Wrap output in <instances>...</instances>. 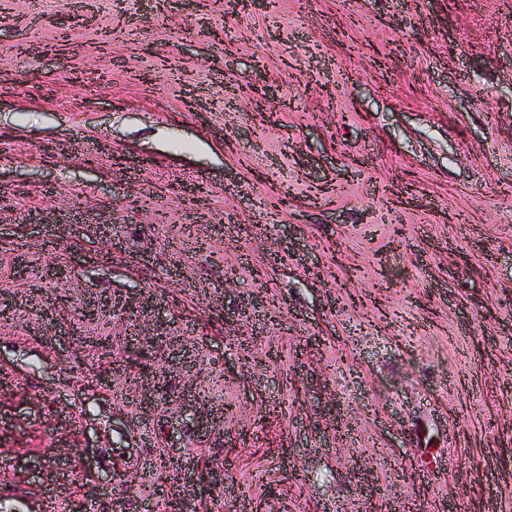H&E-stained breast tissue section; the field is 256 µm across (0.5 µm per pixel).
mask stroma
<instances>
[{
  "label": "stroma",
  "instance_id": "35a3bbf8",
  "mask_svg": "<svg viewBox=\"0 0 512 512\" xmlns=\"http://www.w3.org/2000/svg\"><path fill=\"white\" fill-rule=\"evenodd\" d=\"M225 2L0 0V512H512V0Z\"/></svg>",
  "mask_w": 512,
  "mask_h": 512
}]
</instances>
